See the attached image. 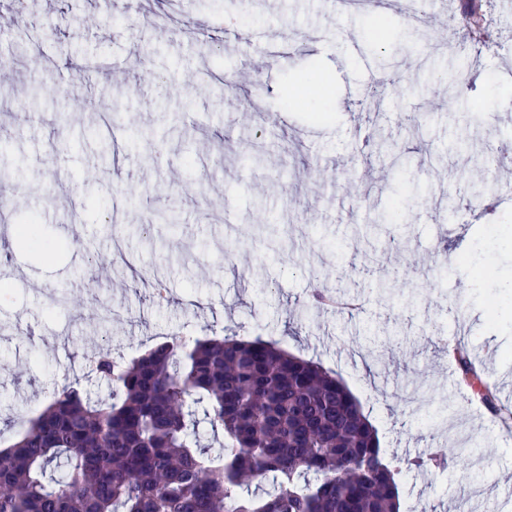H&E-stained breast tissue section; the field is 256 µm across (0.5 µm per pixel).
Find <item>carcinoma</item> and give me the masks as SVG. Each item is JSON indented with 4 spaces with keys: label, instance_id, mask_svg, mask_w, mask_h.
<instances>
[{
    "label": "carcinoma",
    "instance_id": "obj_1",
    "mask_svg": "<svg viewBox=\"0 0 512 512\" xmlns=\"http://www.w3.org/2000/svg\"><path fill=\"white\" fill-rule=\"evenodd\" d=\"M458 383L478 377L470 353ZM95 375L112 398L66 385L0 449V512H400V470L346 384L274 341L174 336L132 359L108 351ZM484 405L512 411L490 388ZM194 404L208 403L224 451L200 445ZM441 449L406 461L446 468ZM65 467L61 479L47 471ZM270 490L244 496L248 478Z\"/></svg>",
    "mask_w": 512,
    "mask_h": 512
}]
</instances>
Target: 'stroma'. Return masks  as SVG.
<instances>
[{"mask_svg": "<svg viewBox=\"0 0 512 512\" xmlns=\"http://www.w3.org/2000/svg\"><path fill=\"white\" fill-rule=\"evenodd\" d=\"M152 2L146 18L138 0H0L24 21L0 31L13 57L0 67V142L16 172L0 189L11 223L41 226L0 263V448L66 384L108 398L111 384L87 372L99 349L128 358L172 336H262L341 378L388 453L452 438L480 448L445 471L403 472L401 512H512V428L458 385L448 355L465 346L484 383L512 391V275L495 268L512 254V0H496V48L477 70L476 46L448 51L428 22L391 10ZM93 12L104 30L84 27ZM161 13L178 18L164 41ZM201 16L211 30L180 29ZM34 54L44 67L31 73ZM134 55L153 72L146 87L132 74L120 89L79 88L85 65L109 72ZM259 58L253 81L234 84ZM202 71L207 84L174 94ZM311 72L326 93L299 102ZM61 86L90 109L73 111ZM379 135L395 145L382 161ZM489 144L501 166L483 162ZM90 167L97 180H85ZM323 168L333 179L315 178ZM393 206L407 223L370 225L373 209ZM318 273L358 310L306 308ZM393 274L392 302L378 284Z\"/></svg>", "mask_w": 512, "mask_h": 512, "instance_id": "1", "label": "stroma"}]
</instances>
